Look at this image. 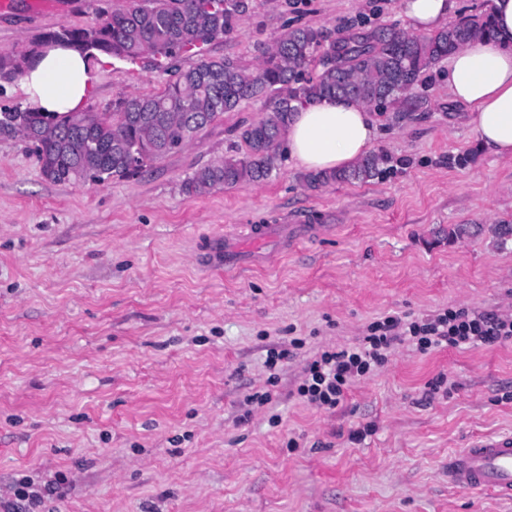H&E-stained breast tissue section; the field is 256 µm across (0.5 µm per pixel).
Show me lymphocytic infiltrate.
Returning <instances> with one entry per match:
<instances>
[{
	"mask_svg": "<svg viewBox=\"0 0 512 512\" xmlns=\"http://www.w3.org/2000/svg\"><path fill=\"white\" fill-rule=\"evenodd\" d=\"M407 341L422 351L492 347L512 342V316L450 308L427 319L405 322L388 317L373 322L356 344L322 349L307 361L296 388L298 400L336 408L354 379L373 373L390 350Z\"/></svg>",
	"mask_w": 512,
	"mask_h": 512,
	"instance_id": "lymphocytic-infiltrate-1",
	"label": "lymphocytic infiltrate"
}]
</instances>
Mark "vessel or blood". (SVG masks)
<instances>
[{"label":"vessel or blood","instance_id":"b4317fda","mask_svg":"<svg viewBox=\"0 0 512 512\" xmlns=\"http://www.w3.org/2000/svg\"><path fill=\"white\" fill-rule=\"evenodd\" d=\"M241 230L256 242L288 238V227L284 224H245ZM239 252L234 241L217 235L201 244L197 256L208 268L229 271L239 266ZM448 482L462 491L490 492L512 500V434L469 439L448 460Z\"/></svg>","mask_w":512,"mask_h":512}]
</instances>
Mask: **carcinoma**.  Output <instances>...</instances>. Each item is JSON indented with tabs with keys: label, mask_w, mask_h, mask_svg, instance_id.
<instances>
[{
	"label": "carcinoma",
	"mask_w": 512,
	"mask_h": 512,
	"mask_svg": "<svg viewBox=\"0 0 512 512\" xmlns=\"http://www.w3.org/2000/svg\"><path fill=\"white\" fill-rule=\"evenodd\" d=\"M225 0H127L93 26L49 30L38 40L94 56L150 59L168 70L172 61L224 36L234 28L236 11ZM489 14L466 17L430 36H410L379 29L365 36L326 43V33L302 26L285 30L250 68L236 58H202L175 71L163 90L120 100L114 112L54 119L39 110L0 111V135L17 136L33 146L41 175L53 183L126 177L169 154L191 146L199 132L235 111L243 101L273 94L264 115L237 128L245 153L196 170L183 182L190 195L218 185L267 179L278 156L293 112L324 98H350L383 106L412 88L421 73L448 53L479 36H489ZM38 55L30 49L0 56V81L26 74ZM382 157L371 153L351 168L304 176L307 188L330 183L367 182Z\"/></svg>",
	"instance_id": "obj_1"
}]
</instances>
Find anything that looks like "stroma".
Returning a JSON list of instances; mask_svg holds the SVG:
<instances>
[{
    "mask_svg": "<svg viewBox=\"0 0 512 512\" xmlns=\"http://www.w3.org/2000/svg\"><path fill=\"white\" fill-rule=\"evenodd\" d=\"M13 2L1 55L124 5L61 0L36 20L29 0ZM244 3L203 56L258 66L289 25L332 41L408 27L399 0ZM172 78L113 60L86 109ZM265 109L243 102L182 152L101 182H49L27 144L0 136V496L25 477L53 489L36 512H512L448 485V458L469 438L512 433V342L426 354L406 343L336 408L294 395L306 358L355 343L375 320L448 307L512 316V241L491 232L512 224V159L474 139L441 61L372 109L385 161L370 182L306 190L283 150L263 182L184 193ZM295 215L308 236L264 245L265 264L227 274L195 258L215 232ZM458 224L482 230L448 238ZM295 337L299 356L268 370V352ZM440 376L449 391L427 397ZM267 390L275 402L246 404Z\"/></svg>",
    "mask_w": 512,
    "mask_h": 512,
    "instance_id": "35a3bbf8",
    "label": "stroma"
}]
</instances>
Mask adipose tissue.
Returning <instances> with one entry per match:
<instances>
[{
    "mask_svg": "<svg viewBox=\"0 0 512 512\" xmlns=\"http://www.w3.org/2000/svg\"><path fill=\"white\" fill-rule=\"evenodd\" d=\"M453 0H400V11L415 31L443 26ZM495 35L474 40L453 52L448 63V91L469 110L471 132L494 155L512 157V0H491ZM109 57L92 62L65 47L43 51L22 79L33 106L57 116L83 111L95 74ZM378 128L365 104L324 99L301 108L288 126L292 160L305 170H333L353 165L370 152Z\"/></svg>",
    "mask_w": 512,
    "mask_h": 512,
    "instance_id": "adipose-tissue-1",
    "label": "adipose tissue"
}]
</instances>
